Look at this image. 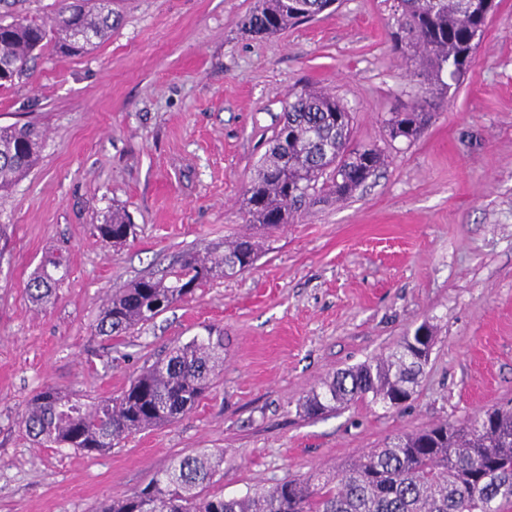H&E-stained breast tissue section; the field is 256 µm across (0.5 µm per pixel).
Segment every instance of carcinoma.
Masks as SVG:
<instances>
[{
	"instance_id": "carcinoma-1",
	"label": "carcinoma",
	"mask_w": 512,
	"mask_h": 512,
	"mask_svg": "<svg viewBox=\"0 0 512 512\" xmlns=\"http://www.w3.org/2000/svg\"><path fill=\"white\" fill-rule=\"evenodd\" d=\"M335 0H258L246 21L258 36L278 33L326 11ZM495 0H394L395 49L417 70L424 96L408 112L385 120L389 135L413 140L444 102L447 71L456 78L474 63L476 39ZM110 0L61 5L51 26L25 17L0 25V86L29 75L36 52L50 41L65 53L84 52L112 32ZM33 125L0 127V190L35 167L43 149ZM385 164L374 148L351 145V116L335 96L302 88L288 94V106L272 145L243 194L247 222L272 231L290 223L316 192L343 199ZM107 244L135 234L119 210L96 225ZM258 258L252 236L224 247L189 252L168 277L141 278L107 300L95 335L121 336L153 321L190 292L188 286L231 277ZM62 264L46 260L28 285L38 305L56 297ZM436 336L423 324L402 337L385 357L342 369L311 391L302 408L308 416L332 412L351 401L394 408L415 393ZM224 365V333L212 328L169 349L144 368L120 394L87 404L45 386L28 402L21 424L40 445L102 452L129 435L176 422L192 409ZM471 423H443L390 438L384 447L350 462L339 474H311L226 498L206 493L224 465V454L199 452L175 460L144 488L100 506L98 512H512V402L479 414Z\"/></svg>"
}]
</instances>
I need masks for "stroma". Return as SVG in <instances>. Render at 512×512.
<instances>
[{
	"label": "stroma",
	"mask_w": 512,
	"mask_h": 512,
	"mask_svg": "<svg viewBox=\"0 0 512 512\" xmlns=\"http://www.w3.org/2000/svg\"><path fill=\"white\" fill-rule=\"evenodd\" d=\"M496 3L473 65L412 141L385 126L423 93L392 47V0H338L265 38L243 30L256 0H112L104 43L46 46L27 78L0 86V126L44 131L38 165L0 191V512H97L203 450L224 455L211 491L241 497L512 400V0ZM305 85L341 100L354 144L387 165L262 236L253 269L123 336L93 335L112 293L251 233L243 190ZM116 209L137 235L112 247L96 227ZM54 257L67 274L41 307L27 283ZM424 323L437 342L400 407L305 415L304 397L336 370ZM209 327L224 333V365L178 422L91 456L22 428L42 387L85 402L119 394Z\"/></svg>",
	"instance_id": "stroma-1"
}]
</instances>
